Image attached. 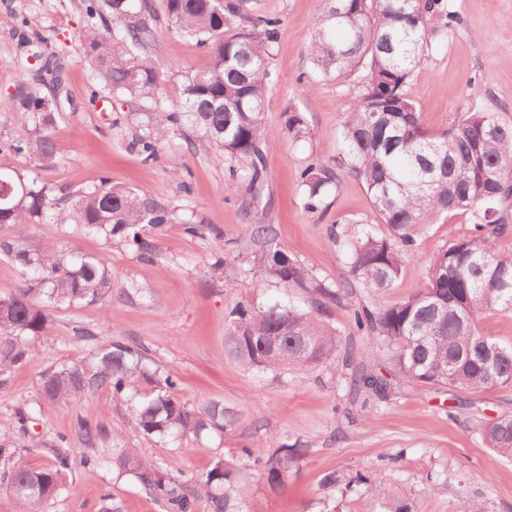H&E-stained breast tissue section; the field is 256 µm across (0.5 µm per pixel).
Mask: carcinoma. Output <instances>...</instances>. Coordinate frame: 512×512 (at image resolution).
<instances>
[{
  "mask_svg": "<svg viewBox=\"0 0 512 512\" xmlns=\"http://www.w3.org/2000/svg\"><path fill=\"white\" fill-rule=\"evenodd\" d=\"M320 2L308 44L313 70L338 77L362 70L364 81L342 121L337 164L314 160L300 171L303 207H326V197L339 188L343 173L364 183L384 232L364 227L352 236H334L347 244L352 277L376 289L388 288L399 278L418 239L440 218L468 214L476 231L431 259L424 291L390 306L355 308V326L373 346L392 350L397 372L411 383L480 391L511 385L512 342L485 335L480 322L487 313L512 312V253L504 254L495 245L512 226V125L502 122L497 112L474 108L443 131L431 133L408 92L426 53L443 45L460 26L459 14L452 0ZM166 12L171 28L195 39L210 57L207 70L185 74L181 108L167 110L157 93L161 73L146 52L157 21L151 0H84L83 58L96 85L119 101L151 103L155 116L140 124L130 141L144 159L157 158L170 130L188 127L224 152L229 172L225 192L235 193L243 183L260 189L267 156L282 137L266 125L264 112L279 20L260 18L240 27L235 24L236 6L228 0H166ZM45 71L54 94L19 91L16 111L31 129H23L11 147L30 155L39 167L51 168L61 153L54 135L61 109L57 91L63 83L60 55L50 54ZM285 133L294 141L315 136L303 113L295 110L288 113ZM1 180L10 182L14 191L0 201V227L59 220L51 184L18 172L0 174ZM59 221L99 235L108 244L115 239L128 242L140 261L152 263L156 253L140 230H159L173 215L167 206L107 178L72 197ZM254 235L261 246V273L286 292L305 295L309 307H237L229 313L225 332L229 355L247 370L275 377L336 358V329L316 313L323 299L348 297L350 284L333 290L316 278L277 243L270 225H257ZM0 255L18 267L23 279L15 294L0 297V371L26 359L28 340L46 329L48 309L92 305L112 291V271L104 256L34 248L22 235L1 238ZM267 336L279 338L276 351L264 347ZM146 360L139 346L113 341L85 361L46 369L37 404L70 407L82 396L105 389L125 403L135 428L149 440L168 437L184 448L204 435H224L234 415L223 402L191 406L181 401L175 395V377L149 368ZM351 386L364 393L365 406L385 401L390 390L386 378L364 368L354 372ZM483 436L490 448L512 458V417L486 426ZM107 441L115 480L134 478L165 512H197L201 499L209 503L210 512H243L253 469L262 471L275 490L298 459L295 448L282 447L262 459L243 448L238 462L218 458L190 489L147 461L141 449L127 446L123 436L82 422L77 437L58 435L47 442L53 448L52 462L8 470L7 489L16 512H40L67 487L73 462L92 460L94 449Z\"/></svg>",
  "mask_w": 512,
  "mask_h": 512,
  "instance_id": "1",
  "label": "carcinoma"
}]
</instances>
